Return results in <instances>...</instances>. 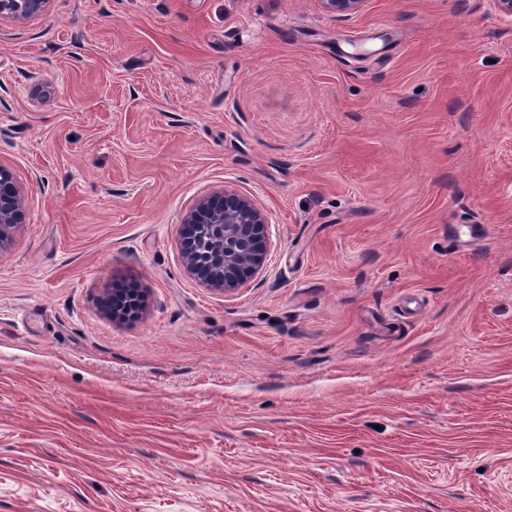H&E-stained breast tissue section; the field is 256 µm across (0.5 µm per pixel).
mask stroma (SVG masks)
<instances>
[{
	"mask_svg": "<svg viewBox=\"0 0 512 512\" xmlns=\"http://www.w3.org/2000/svg\"><path fill=\"white\" fill-rule=\"evenodd\" d=\"M0 165V512H512L493 0H51L0 20ZM226 189L269 241L221 293L178 228ZM23 219L20 192L12 173L0 165V252L8 245L9 231Z\"/></svg>",
	"mask_w": 512,
	"mask_h": 512,
	"instance_id": "35a3bbf8",
	"label": "stroma"
}]
</instances>
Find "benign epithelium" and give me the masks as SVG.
<instances>
[{
	"label": "benign epithelium",
	"mask_w": 512,
	"mask_h": 512,
	"mask_svg": "<svg viewBox=\"0 0 512 512\" xmlns=\"http://www.w3.org/2000/svg\"><path fill=\"white\" fill-rule=\"evenodd\" d=\"M51 0H0V19L27 20L44 14ZM338 16L360 10L364 0H321ZM23 206L12 173L0 165V252L9 231L22 222ZM267 218L250 198L226 189L200 200L179 225L186 246L182 258L187 273L208 288L234 291L264 268L267 258Z\"/></svg>",
	"instance_id": "benign-epithelium-1"
}]
</instances>
